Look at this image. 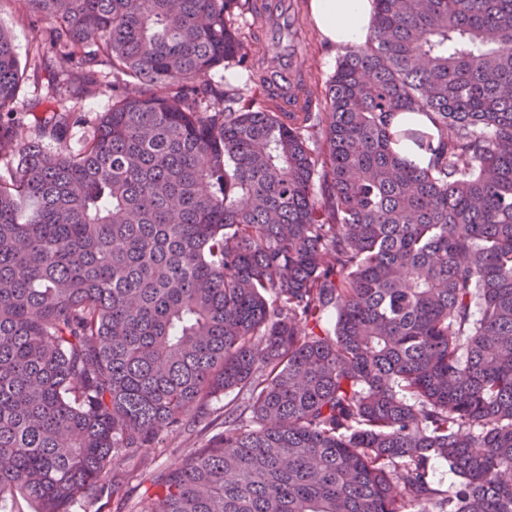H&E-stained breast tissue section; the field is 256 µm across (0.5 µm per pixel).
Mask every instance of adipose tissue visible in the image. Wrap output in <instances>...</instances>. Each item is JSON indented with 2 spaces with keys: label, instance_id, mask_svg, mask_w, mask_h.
Returning a JSON list of instances; mask_svg holds the SVG:
<instances>
[{
  "label": "adipose tissue",
  "instance_id": "adipose-tissue-1",
  "mask_svg": "<svg viewBox=\"0 0 512 512\" xmlns=\"http://www.w3.org/2000/svg\"><path fill=\"white\" fill-rule=\"evenodd\" d=\"M311 19L326 43L338 49L366 43L373 0H309Z\"/></svg>",
  "mask_w": 512,
  "mask_h": 512
}]
</instances>
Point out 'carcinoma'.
Masks as SVG:
<instances>
[{
  "mask_svg": "<svg viewBox=\"0 0 512 512\" xmlns=\"http://www.w3.org/2000/svg\"><path fill=\"white\" fill-rule=\"evenodd\" d=\"M25 2L112 108L77 151L71 109L0 117V512L124 500L112 470L233 391L150 512H512V0H375L300 112L249 0ZM22 77L0 28V114ZM277 57V59H276ZM255 67L262 70L269 68L275 76V82L271 85L273 92L279 97L285 112H297L302 104L300 87L304 71L299 66L294 54L288 48L281 47L277 56V49L273 46L256 47ZM276 61V62H275Z\"/></svg>",
  "mask_w": 512,
  "mask_h": 512,
  "instance_id": "carcinoma-1",
  "label": "carcinoma"
}]
</instances>
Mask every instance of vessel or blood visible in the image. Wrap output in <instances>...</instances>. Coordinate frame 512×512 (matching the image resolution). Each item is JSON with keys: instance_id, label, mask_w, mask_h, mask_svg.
<instances>
[{"instance_id": "b4317fda", "label": "vessel or blood", "mask_w": 512, "mask_h": 512, "mask_svg": "<svg viewBox=\"0 0 512 512\" xmlns=\"http://www.w3.org/2000/svg\"><path fill=\"white\" fill-rule=\"evenodd\" d=\"M252 9L260 19L257 31L260 43L280 47L272 68L275 77L272 90L279 97L284 111H298L302 104L300 87L304 72L294 54L281 46L284 32L294 26L296 17L289 10L286 0H253Z\"/></svg>"}]
</instances>
